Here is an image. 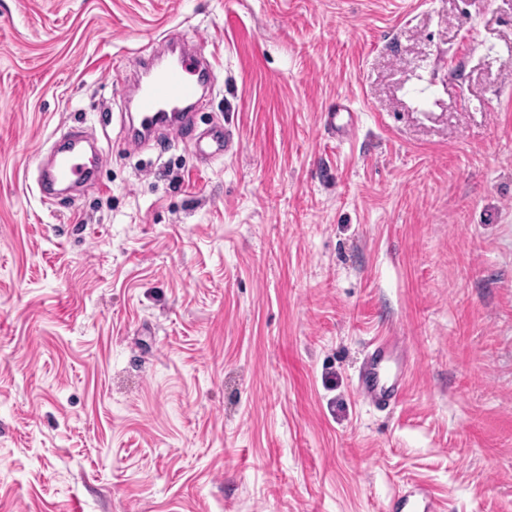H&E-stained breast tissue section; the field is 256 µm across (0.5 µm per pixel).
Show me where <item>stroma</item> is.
<instances>
[{
	"label": "stroma",
	"instance_id": "35a3bbf8",
	"mask_svg": "<svg viewBox=\"0 0 512 512\" xmlns=\"http://www.w3.org/2000/svg\"><path fill=\"white\" fill-rule=\"evenodd\" d=\"M167 35L214 64L206 164L126 145ZM77 124L106 162L43 203ZM407 481L512 512V0H0V512H386ZM350 108L344 103H336L334 110L325 112L324 124L329 130L334 131L336 128V138L339 141L346 140L355 129L354 113L350 112ZM347 119L344 121V117ZM194 140V156L200 161H207L223 157L233 149L234 138L232 132L224 129L216 130L212 134L203 133ZM207 139V140H205ZM404 385L405 367L394 345L386 340L372 343L357 374L360 397L376 408H387L399 401Z\"/></svg>",
	"mask_w": 512,
	"mask_h": 512
}]
</instances>
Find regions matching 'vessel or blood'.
I'll list each match as a JSON object with an SVG mask.
<instances>
[{
    "mask_svg": "<svg viewBox=\"0 0 512 512\" xmlns=\"http://www.w3.org/2000/svg\"><path fill=\"white\" fill-rule=\"evenodd\" d=\"M141 70L133 91L138 125L129 138L130 144L145 142L160 127V118L167 112L173 115L170 125L179 137H188L191 124L182 109L200 102L210 75L209 63L198 53L183 51L166 65L145 63ZM349 113V107L340 103L324 115L325 126L342 141L355 129ZM69 141V147L54 150L50 164L41 170L38 186L43 199L52 198L54 186L76 185L87 179L81 131L71 130ZM233 144L232 132L220 129L208 137L194 138V155L201 161L219 158L231 151ZM404 385L405 367L394 345L385 340L372 343L357 374L356 390L360 397L374 407L387 408L399 401ZM389 512H445V508L427 487L417 484L395 493Z\"/></svg>",
    "mask_w": 512,
    "mask_h": 512,
    "instance_id": "1",
    "label": "vessel or blood"
}]
</instances>
